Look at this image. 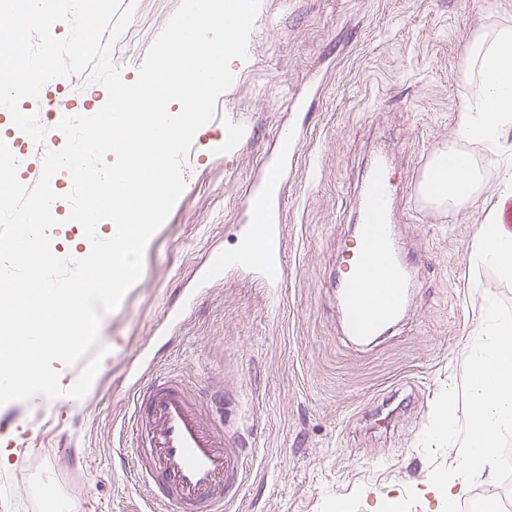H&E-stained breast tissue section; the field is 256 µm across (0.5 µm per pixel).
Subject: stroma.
<instances>
[{
  "mask_svg": "<svg viewBox=\"0 0 512 512\" xmlns=\"http://www.w3.org/2000/svg\"><path fill=\"white\" fill-rule=\"evenodd\" d=\"M179 0H118L130 21L112 61L134 82ZM512 22V0H260L248 57L217 104L223 123L194 136L185 189L144 252L143 275L101 318L108 366L78 403L52 410L12 403L26 437L0 469V512H46L45 492L71 512H132L147 493L135 478L136 441L126 420L143 354L159 371L202 392L236 397L232 429L251 445L247 478L229 512H410L425 488L459 460V448L428 437L440 402L469 413L468 346L486 299L512 317V279L476 266L480 224L496 213L512 157L464 149L483 173L479 196L450 213L408 195L395 228L414 257L415 286L401 321L372 343L352 341L335 286L352 238L359 189L372 157L387 154L410 188L418 163L455 139L459 109L475 86L462 71L475 33ZM25 99V112L99 111L93 73ZM301 109H292L294 98ZM301 126L304 140L284 192L288 281L277 295L219 274L238 245L241 201L253 170ZM217 283L204 285L207 274ZM200 294L177 330L165 315L178 289ZM400 407L393 431L377 419Z\"/></svg>",
  "mask_w": 512,
  "mask_h": 512,
  "instance_id": "1",
  "label": "stroma"
}]
</instances>
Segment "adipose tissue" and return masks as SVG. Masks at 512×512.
Masks as SVG:
<instances>
[{
  "label": "adipose tissue",
  "instance_id": "adipose-tissue-1",
  "mask_svg": "<svg viewBox=\"0 0 512 512\" xmlns=\"http://www.w3.org/2000/svg\"><path fill=\"white\" fill-rule=\"evenodd\" d=\"M465 69L475 74L477 87L460 109L457 139L434 152L422 186L428 201L452 212L473 200L482 184L481 172L462 142L480 145L494 156L512 152V23L504 21L475 35ZM478 239L472 262L512 279V226L492 220L480 225ZM483 316L470 352V414L459 419L453 401H442L431 430L433 436L451 440L466 431L463 458L456 469L418 492L421 512L459 500L470 478L491 464L495 442L512 434V319L501 316L491 300Z\"/></svg>",
  "mask_w": 512,
  "mask_h": 512
}]
</instances>
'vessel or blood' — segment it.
Returning <instances> with one entry per match:
<instances>
[{
	"label": "vessel or blood",
	"instance_id": "vessel-or-blood-1",
	"mask_svg": "<svg viewBox=\"0 0 512 512\" xmlns=\"http://www.w3.org/2000/svg\"><path fill=\"white\" fill-rule=\"evenodd\" d=\"M294 160L295 140L289 137L252 177L238 254L225 263V277L248 278L265 288L285 279L282 190ZM396 193L386 159L375 157L362 185L358 232L338 289L348 333L359 341L378 335L405 312L410 262L392 233ZM145 369L150 376L134 385L130 422L140 462L137 477L150 491V504L173 503L179 512H227L245 482L244 435L207 421L180 378L156 372L150 363Z\"/></svg>",
	"mask_w": 512,
	"mask_h": 512
}]
</instances>
